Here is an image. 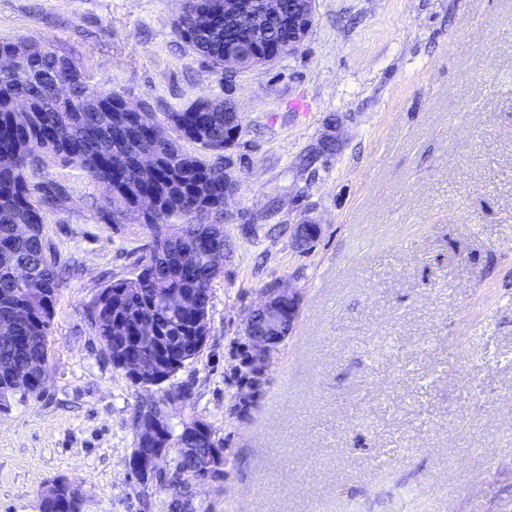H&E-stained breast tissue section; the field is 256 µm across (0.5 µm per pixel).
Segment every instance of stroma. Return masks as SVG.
Instances as JSON below:
<instances>
[{"label":"stroma","instance_id":"obj_1","mask_svg":"<svg viewBox=\"0 0 512 512\" xmlns=\"http://www.w3.org/2000/svg\"><path fill=\"white\" fill-rule=\"evenodd\" d=\"M184 0H0V40L46 42L156 120L232 98L230 251L174 421L224 441L198 512H512V0H315L301 47L226 81L176 36ZM343 116L341 148L306 155ZM43 236L66 280L41 399L0 411V512L59 477L82 512H171L127 462L143 397L87 308L150 242L50 161ZM322 226L308 251L290 225ZM300 296L263 395L237 366L264 288Z\"/></svg>","mask_w":512,"mask_h":512}]
</instances>
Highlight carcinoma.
I'll return each mask as SVG.
<instances>
[{
    "mask_svg": "<svg viewBox=\"0 0 512 512\" xmlns=\"http://www.w3.org/2000/svg\"><path fill=\"white\" fill-rule=\"evenodd\" d=\"M188 13L179 17L174 29L178 38L215 69H224V0H188ZM210 17V30L202 33L192 15ZM269 44L262 35L250 37L240 51L239 68L257 66L258 53ZM30 69L0 72V317L20 305L33 307L10 336L0 337V399L24 401L41 396L42 377L50 369L49 347L53 315L62 288L58 266L48 254L42 236L48 184L42 180L47 161L58 158L80 168L105 189L101 208L120 221L131 212V200L122 190L139 184L155 199V209L142 223L170 231L173 242L163 247L152 240L140 258L139 277L118 279L104 287L106 296L87 308L88 319L107 353L115 337L127 339L139 331L138 322L149 321L158 335L167 337L163 346L184 366L201 354L186 343L188 336H209L211 284L217 276L212 252L224 253V153L225 132L233 126L226 117L230 107L221 99H198L177 112L166 113L172 135L166 141L141 136L133 111L125 97L94 83L70 57L55 53L50 45L30 46ZM68 81L74 100L65 107L53 105L51 79ZM20 96L30 100V111H14ZM195 145L186 150L183 143ZM157 155V171L141 182L133 155L145 147ZM15 224L28 227L24 238L12 233ZM198 251L197 262L187 268L182 252ZM24 265L28 277L19 280L15 269ZM171 292L195 297V311L178 308L168 313L158 309L159 298ZM164 408V399L151 396L135 402L132 424L148 407ZM170 435L182 450L173 468L154 475L166 492H182L188 479L208 471L213 460L210 448L221 449L224 441L210 437L200 444L172 427ZM58 494L39 504V512H81L82 488L76 479H59Z\"/></svg>",
    "mask_w": 512,
    "mask_h": 512,
    "instance_id": "obj_1",
    "label": "carcinoma"
}]
</instances>
